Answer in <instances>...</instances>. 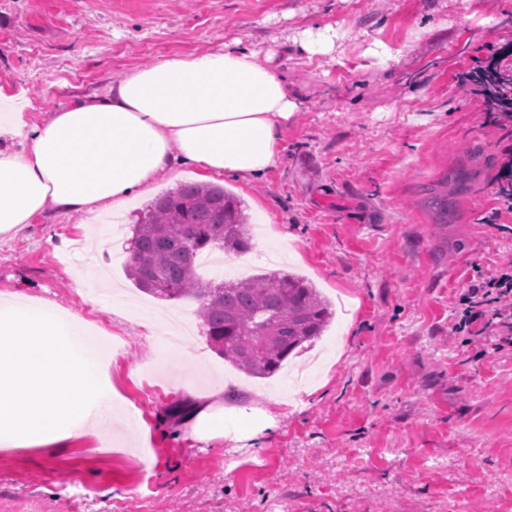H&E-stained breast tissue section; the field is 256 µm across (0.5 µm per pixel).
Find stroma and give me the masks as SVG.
I'll return each instance as SVG.
<instances>
[{
	"label": "stroma",
	"instance_id": "35a3bbf8",
	"mask_svg": "<svg viewBox=\"0 0 512 512\" xmlns=\"http://www.w3.org/2000/svg\"><path fill=\"white\" fill-rule=\"evenodd\" d=\"M318 27L336 48L312 58L299 38ZM235 43L284 75L299 108L282 162L219 180L253 223L229 269L303 276L344 312L281 373L248 377L212 349L196 301L155 299L120 264L111 298L80 293L79 273L131 237L149 197L92 223L48 209L0 238V293L117 340V443L0 447V512H512V328L453 331L460 284L512 249L495 182L512 121L488 125L457 88L512 48V0H0V92L36 124L160 58ZM146 313L186 315L193 339L164 348ZM219 382L223 436L186 437L174 407Z\"/></svg>",
	"mask_w": 512,
	"mask_h": 512
}]
</instances>
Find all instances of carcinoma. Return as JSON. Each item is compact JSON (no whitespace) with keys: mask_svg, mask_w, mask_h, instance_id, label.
<instances>
[{"mask_svg":"<svg viewBox=\"0 0 512 512\" xmlns=\"http://www.w3.org/2000/svg\"><path fill=\"white\" fill-rule=\"evenodd\" d=\"M127 272L143 292L163 300L193 299L212 348L254 377L267 378L321 336L330 303L306 280L269 272L219 284L196 272L199 255L251 248L241 202L224 188L196 183L156 197L128 240Z\"/></svg>","mask_w":512,"mask_h":512,"instance_id":"obj_1","label":"carcinoma"}]
</instances>
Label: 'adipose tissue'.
I'll return each mask as SVG.
<instances>
[{
  "label": "adipose tissue",
  "instance_id": "obj_1",
  "mask_svg": "<svg viewBox=\"0 0 512 512\" xmlns=\"http://www.w3.org/2000/svg\"><path fill=\"white\" fill-rule=\"evenodd\" d=\"M298 109L283 75L246 48L220 46L135 69L104 98L30 126L0 93V237L45 210L119 214L188 165L200 180L251 178L278 163ZM189 437L224 434V386L195 404Z\"/></svg>",
  "mask_w": 512,
  "mask_h": 512
}]
</instances>
